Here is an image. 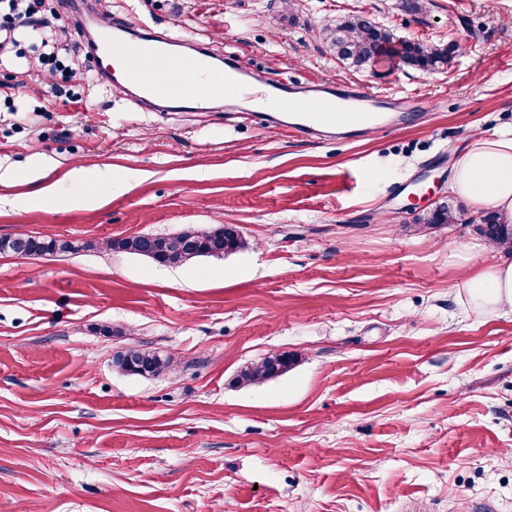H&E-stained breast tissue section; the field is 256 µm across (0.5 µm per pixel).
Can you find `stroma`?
I'll return each instance as SVG.
<instances>
[{
    "label": "stroma",
    "mask_w": 512,
    "mask_h": 512,
    "mask_svg": "<svg viewBox=\"0 0 512 512\" xmlns=\"http://www.w3.org/2000/svg\"><path fill=\"white\" fill-rule=\"evenodd\" d=\"M176 32L257 87L328 81L408 97L407 126L324 142L244 102L151 112L120 84L79 106L0 101V236L87 243L0 254V512H512V314L465 270L512 261L469 224L414 230L459 154L512 123V0H82L93 20ZM373 14L454 46L435 73L336 61L323 31ZM64 198L41 199L28 172ZM107 169L99 204L78 169ZM238 225L245 249L161 266L109 240ZM109 325L112 335L100 333ZM144 345L160 375L114 365ZM297 364L250 386L243 365Z\"/></svg>",
    "instance_id": "obj_1"
}]
</instances>
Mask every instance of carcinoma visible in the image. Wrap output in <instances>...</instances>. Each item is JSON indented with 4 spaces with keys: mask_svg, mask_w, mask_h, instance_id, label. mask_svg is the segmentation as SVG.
<instances>
[{
    "mask_svg": "<svg viewBox=\"0 0 512 512\" xmlns=\"http://www.w3.org/2000/svg\"><path fill=\"white\" fill-rule=\"evenodd\" d=\"M330 50L336 58L352 67H365L384 58L395 59L398 64L408 65L425 73L440 71L450 61V49L435 42L397 40L393 34L368 14L347 16L326 35ZM475 225V232L496 248L512 251V227L507 228L487 212L475 219L466 216L465 210L446 200L432 210L420 215L417 223L427 226L440 224ZM246 247L245 240L233 224H213L203 229H191V243L181 241V234L153 237L136 235L114 239L107 243L113 251L138 256L144 251L154 252L153 262L163 266L190 264L201 258H223ZM81 249L77 243L64 239H44L39 236L17 235L1 243L0 252H10L26 257L73 253ZM297 358L285 352L271 353L261 361L242 367L234 382L240 386L258 384L276 378L288 371ZM116 364L129 375L141 377L155 375L168 367L155 352L143 348H131L118 355Z\"/></svg>",
    "mask_w": 512,
    "mask_h": 512,
    "instance_id": "carcinoma-1",
    "label": "carcinoma"
}]
</instances>
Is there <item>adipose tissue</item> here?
Wrapping results in <instances>:
<instances>
[{
	"mask_svg": "<svg viewBox=\"0 0 512 512\" xmlns=\"http://www.w3.org/2000/svg\"><path fill=\"white\" fill-rule=\"evenodd\" d=\"M450 190L476 206L491 208L500 223L512 225V127L476 138L463 151ZM464 288L481 309H512V262L469 274Z\"/></svg>",
	"mask_w": 512,
	"mask_h": 512,
	"instance_id": "obj_1",
	"label": "adipose tissue"
}]
</instances>
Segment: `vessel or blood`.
<instances>
[{
	"instance_id": "vessel-or-blood-1",
	"label": "vessel or blood",
	"mask_w": 512,
	"mask_h": 512,
	"mask_svg": "<svg viewBox=\"0 0 512 512\" xmlns=\"http://www.w3.org/2000/svg\"><path fill=\"white\" fill-rule=\"evenodd\" d=\"M104 52L123 61L126 55L145 57L156 62L153 70L125 64L122 78L132 88L154 102L173 98L184 102L199 99L217 100L230 94H244L246 87L232 68L216 72L201 81L196 77L205 60L196 58L185 66L180 80H172L160 69L163 55L150 44L125 46L106 45ZM412 102L393 96L348 91L332 85L314 86L304 95L291 88L274 85L267 92L263 105L253 108L250 117L263 127L290 128L307 136L353 139L361 133L386 130L404 123Z\"/></svg>"
}]
</instances>
